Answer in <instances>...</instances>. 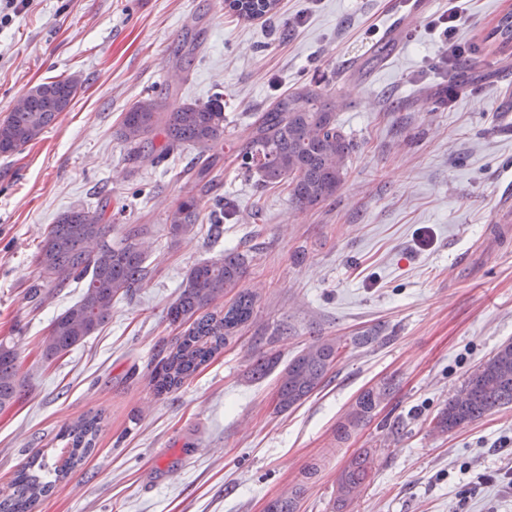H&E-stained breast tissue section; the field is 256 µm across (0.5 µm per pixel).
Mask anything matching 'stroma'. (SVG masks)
Wrapping results in <instances>:
<instances>
[{"label":"stroma","instance_id":"35a3bbf8","mask_svg":"<svg viewBox=\"0 0 512 512\" xmlns=\"http://www.w3.org/2000/svg\"><path fill=\"white\" fill-rule=\"evenodd\" d=\"M413 2L280 0L270 18L244 21L223 0H32L0 28V121L49 78L82 81L55 124L0 154V341L15 346L23 384L0 411L1 497L21 463L58 459L63 427L98 413L92 452L36 512H265L291 492L297 512H512V406L446 434L430 426L512 341V234L496 224L512 195V54L488 37L512 0H460L465 54L452 63L428 28L448 0L418 12ZM393 31L397 49L367 64ZM444 75L456 90L441 106ZM312 80L357 151L335 198L302 208L242 173L236 155L256 112ZM217 95L226 129L204 202L233 216L219 242L175 239L167 216L193 186V150L133 163L116 129L144 97ZM103 197L113 240L141 230L147 275L93 336L43 359L50 324L84 288L47 287L31 302L40 244L63 211ZM227 251L248 257L253 316L196 376L156 395L149 374L182 332L167 308L190 267ZM374 327L382 343L347 349L286 412L276 373H250L258 352L285 364L316 339ZM386 383L371 421L337 444L357 396ZM363 450L370 476L338 504L336 477Z\"/></svg>","mask_w":512,"mask_h":512}]
</instances>
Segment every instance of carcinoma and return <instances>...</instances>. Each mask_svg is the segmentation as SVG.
Instances as JSON below:
<instances>
[{
    "mask_svg": "<svg viewBox=\"0 0 512 512\" xmlns=\"http://www.w3.org/2000/svg\"><path fill=\"white\" fill-rule=\"evenodd\" d=\"M236 2H230L233 14L255 19L276 12L279 0H261L256 12L238 9ZM490 36L498 41L501 51L512 44L511 9L500 16ZM80 86L75 76H58L29 89L0 122V154L18 151L36 140L70 107ZM158 130L164 132L166 144L157 158L184 145L197 150L199 168L194 183L200 192H207L209 176L218 162L211 149L224 140L220 97L206 103L183 102L172 108L154 97L143 98L124 113L116 136L129 147V160L136 161ZM355 149L353 140L336 123V104L309 85L284 95L257 114L238 154L239 167L257 175L262 185H286L298 206L314 207L336 196ZM201 210V196H184L167 216L168 233L175 238L195 233ZM111 232L112 215L105 198L94 209L67 210L50 225L38 252L39 277L57 287L83 280L86 286L80 300L52 322L43 342L44 359L57 358L93 335L109 319L114 300L143 279L144 253L135 237L130 235L114 245L109 240ZM246 272V255L238 252H226L187 271L166 319L188 328L151 370L150 384L157 395L180 388L251 318L255 296L247 290L239 291L227 310L217 308L225 294L239 287ZM379 341V328L375 327L348 340L319 338L310 343L279 372L276 408L287 411L299 406L320 389L349 346ZM278 365L277 354L262 352L253 364L252 375L262 377ZM21 391L18 354L0 343V410L10 407ZM387 391L389 388L381 387L361 393L337 423L336 440H348L369 421ZM505 405H512V342L502 344L467 378L434 418L433 430L452 432ZM100 424L101 417L94 415L64 427L61 439L66 441L68 459L54 467L55 480L67 479L93 450ZM45 469V462L37 456L18 469L11 481L12 493L0 500V512H34L52 489V482L43 480ZM369 474L368 453L352 455L336 479L339 500L351 499ZM266 512H296V495L271 500Z\"/></svg>",
    "mask_w": 512,
    "mask_h": 512,
    "instance_id": "obj_1",
    "label": "carcinoma"
}]
</instances>
